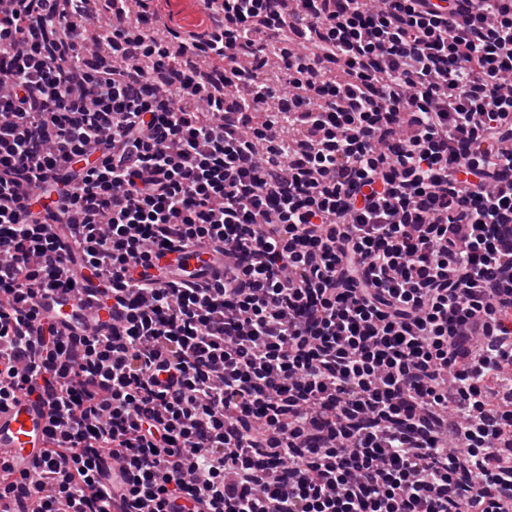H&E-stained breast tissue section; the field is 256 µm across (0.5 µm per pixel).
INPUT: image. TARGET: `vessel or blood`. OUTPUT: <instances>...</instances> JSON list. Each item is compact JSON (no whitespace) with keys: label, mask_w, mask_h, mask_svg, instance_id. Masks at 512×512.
Instances as JSON below:
<instances>
[{"label":"vessel or blood","mask_w":512,"mask_h":512,"mask_svg":"<svg viewBox=\"0 0 512 512\" xmlns=\"http://www.w3.org/2000/svg\"><path fill=\"white\" fill-rule=\"evenodd\" d=\"M204 249L191 247L178 254V264L184 277L195 276L206 264ZM82 309L88 323L111 321V313L104 309L83 307L76 293L54 291L42 301L43 312L63 319L72 310ZM52 408L49 400H35L25 395L0 407V461L14 472H33L48 465L46 429L50 424Z\"/></svg>","instance_id":"obj_1"}]
</instances>
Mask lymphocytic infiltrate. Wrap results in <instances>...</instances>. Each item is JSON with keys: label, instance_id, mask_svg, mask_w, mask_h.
<instances>
[{"label": "lymphocytic infiltrate", "instance_id": "lymphocytic-infiltrate-1", "mask_svg": "<svg viewBox=\"0 0 512 512\" xmlns=\"http://www.w3.org/2000/svg\"><path fill=\"white\" fill-rule=\"evenodd\" d=\"M155 2L0 0V497L512 512V0ZM69 244L111 323L40 316ZM160 8L169 25L174 28H198L204 22L201 12L202 0H161ZM182 275L193 278L209 260L206 251L200 247H191L175 254ZM52 408L48 399L36 401L33 396L20 395L0 407V458L15 473H33L46 469V429Z\"/></svg>", "mask_w": 512, "mask_h": 512}]
</instances>
